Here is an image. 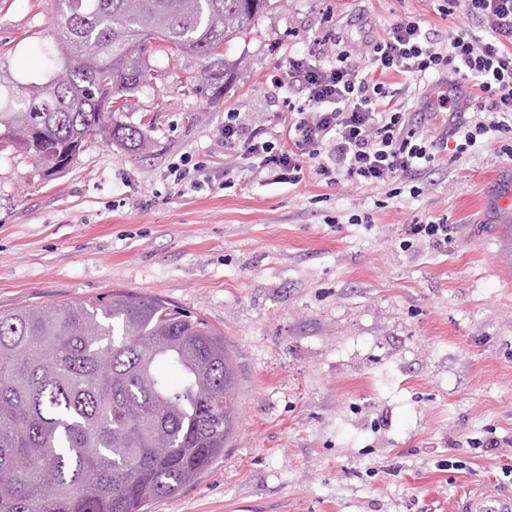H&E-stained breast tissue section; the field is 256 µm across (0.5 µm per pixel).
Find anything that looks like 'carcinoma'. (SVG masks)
I'll use <instances>...</instances> for the list:
<instances>
[{
    "mask_svg": "<svg viewBox=\"0 0 512 512\" xmlns=\"http://www.w3.org/2000/svg\"><path fill=\"white\" fill-rule=\"evenodd\" d=\"M45 77L0 103V144L64 173L97 138L141 156L121 121L156 84L150 56L205 61L181 88L211 99L245 65L224 53L268 0H55ZM172 365L180 381H169ZM224 331L166 301L118 291L0 310V512H147L224 457L239 429Z\"/></svg>",
    "mask_w": 512,
    "mask_h": 512,
    "instance_id": "obj_1",
    "label": "carcinoma"
}]
</instances>
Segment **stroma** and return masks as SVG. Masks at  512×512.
Here are the masks:
<instances>
[{"label": "stroma", "mask_w": 512, "mask_h": 512, "mask_svg": "<svg viewBox=\"0 0 512 512\" xmlns=\"http://www.w3.org/2000/svg\"><path fill=\"white\" fill-rule=\"evenodd\" d=\"M443 0H270L226 44L246 67L224 89L184 94L200 70L155 55L164 72L135 94L124 124L154 150L88 140L64 174L34 172L0 147V310L115 290L162 297L224 332L240 374L241 426L223 458L150 512H452L459 491L512 485V161L488 142L463 162L440 151L421 195L310 178L266 183L220 137L224 115L282 130L266 85L288 56L324 44L360 61L412 16L447 37L478 30ZM54 0H0V77L45 68ZM154 125H141L146 113ZM206 163L217 188L174 184L171 164ZM236 185L221 189L225 169ZM361 223H351V216ZM447 217V249L403 247L412 220ZM496 434L477 454L469 439Z\"/></svg>", "instance_id": "obj_1"}]
</instances>
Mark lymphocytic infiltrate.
<instances>
[{"mask_svg": "<svg viewBox=\"0 0 512 512\" xmlns=\"http://www.w3.org/2000/svg\"><path fill=\"white\" fill-rule=\"evenodd\" d=\"M481 31L461 27L438 40L407 17L369 42L366 65L347 51L289 57L284 73L270 77L286 90L284 137L271 141L249 129L240 113L224 118L226 148L274 184L296 186L316 176L327 185L346 180L360 188L407 184L420 195L421 176L434 165L437 142L420 129L409 104L394 103L384 74L412 80L433 78L449 87L466 84L463 106H449L445 139L453 160L482 143L512 135V0H447Z\"/></svg>", "mask_w": 512, "mask_h": 512, "instance_id": "f902f5d3", "label": "lymphocytic infiltrate"}]
</instances>
